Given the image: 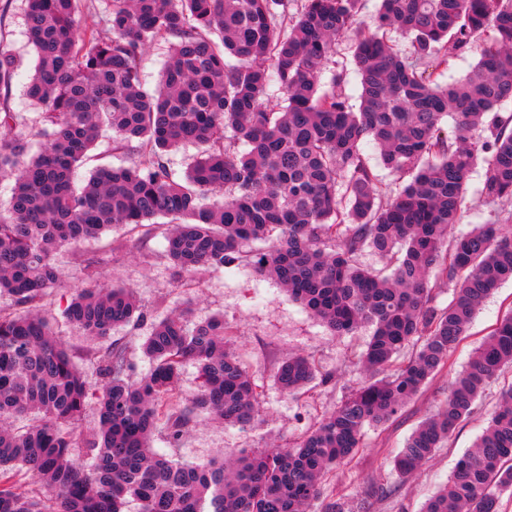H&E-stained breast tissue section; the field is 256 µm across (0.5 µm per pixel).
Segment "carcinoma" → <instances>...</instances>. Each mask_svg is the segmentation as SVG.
Returning a JSON list of instances; mask_svg holds the SVG:
<instances>
[{
	"label": "carcinoma",
	"mask_w": 512,
	"mask_h": 512,
	"mask_svg": "<svg viewBox=\"0 0 512 512\" xmlns=\"http://www.w3.org/2000/svg\"><path fill=\"white\" fill-rule=\"evenodd\" d=\"M107 24L80 32L81 0H27V37L36 53L27 97L41 111L28 153L16 114L0 96V175L15 181L0 213V512H311L321 480L361 446L366 427L395 419L443 368L480 306L512 280V238L498 224L453 230L470 170L488 167L481 195L512 204V0H379L375 27L358 29V106L321 88L336 41L353 29L362 0H305L283 26L290 0H111ZM409 39L403 52L388 37ZM167 40L158 84L142 85L144 46ZM479 52L461 79L438 80L448 56ZM14 56L0 44V90ZM276 83L280 103L268 102ZM133 162L101 165L84 185L72 177L103 130ZM406 179L394 195L362 145ZM200 147L177 179L166 156ZM160 217L168 258L187 277L202 268L249 265L336 336L373 333L360 360L365 381L289 448L219 453L201 464L153 448H178L207 413L250 430L261 422L253 382L226 336L224 315L190 328L187 311L156 321L142 344L151 363L131 375L114 328L146 314L134 291L99 283L100 259L82 260L92 285L78 290L66 320L102 345L89 352L91 386L53 334L45 299L61 279L56 251L107 231ZM265 247L249 250L254 243ZM368 247L395 260L391 273L361 268ZM453 285L445 308L435 289ZM200 386L168 410L183 368ZM512 366V309L475 348L436 413L408 437L394 461L410 476L472 414L476 400ZM316 379L310 356L295 354L276 382L293 394ZM97 432L88 469L71 460L89 405ZM23 469L49 494L16 480ZM512 493V385L472 449L456 462L422 512H501Z\"/></svg>",
	"instance_id": "cac0c4a2"
}]
</instances>
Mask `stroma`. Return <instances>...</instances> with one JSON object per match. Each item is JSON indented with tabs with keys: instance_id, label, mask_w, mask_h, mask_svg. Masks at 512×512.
<instances>
[{
	"instance_id": "35a3bbf8",
	"label": "stroma",
	"mask_w": 512,
	"mask_h": 512,
	"mask_svg": "<svg viewBox=\"0 0 512 512\" xmlns=\"http://www.w3.org/2000/svg\"><path fill=\"white\" fill-rule=\"evenodd\" d=\"M25 11V0H0V42L20 61L12 79L9 103L17 115V131L30 136L38 130L40 117L26 95L36 55L27 38ZM485 173V161H478L468 177L462 221L454 232L459 235L477 224L497 223L512 236V213L480 194ZM168 227L165 220L134 230L115 225L99 238L59 249L56 263L61 283L47 298L55 336L73 351L89 348V340L65 319L63 311L82 285V259L103 258L105 281L134 288L147 314L141 325L121 327L112 333L113 338L126 343L135 376H143L150 368L141 345L152 322L185 307L192 323L223 315L236 355L255 386L263 426L242 431L216 423L209 415H199L177 450L181 460L202 463L220 452L230 456L248 448L293 442L360 383L357 362L369 339V329H360L354 336L332 335L300 303L288 298L274 279L260 276L244 265L204 270L192 279L185 277L167 256ZM511 307L509 280L483 303L466 338L452 350L447 365L407 405L401 417L381 427L366 428L355 455L324 477V497L341 498L348 512H354L357 502L371 492L375 495L371 512H420L429 496L447 481L459 457L483 433L502 387L512 381V368L504 369L486 387L469 420L449 438L445 448L414 474L397 476L393 459L416 426L434 412L449 380L465 369L473 350ZM292 353L312 356L319 372L332 374V383L324 386L313 382L294 397L282 393L275 383V372Z\"/></svg>"
}]
</instances>
